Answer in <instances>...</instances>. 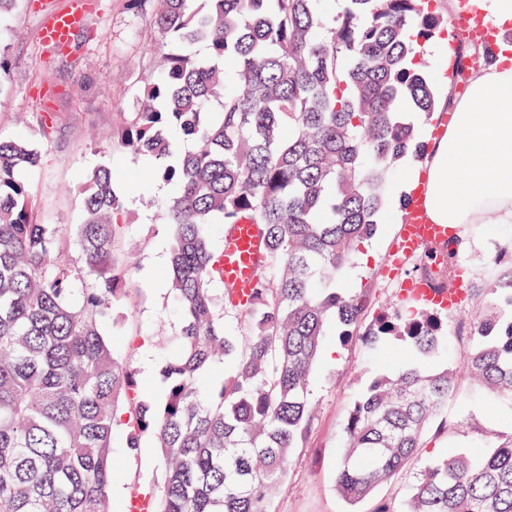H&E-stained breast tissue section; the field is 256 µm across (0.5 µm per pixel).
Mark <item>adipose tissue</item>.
<instances>
[{
  "instance_id": "ef3b65f1",
  "label": "adipose tissue",
  "mask_w": 512,
  "mask_h": 512,
  "mask_svg": "<svg viewBox=\"0 0 512 512\" xmlns=\"http://www.w3.org/2000/svg\"><path fill=\"white\" fill-rule=\"evenodd\" d=\"M425 162L422 193L433 223L512 224V44L476 70Z\"/></svg>"
}]
</instances>
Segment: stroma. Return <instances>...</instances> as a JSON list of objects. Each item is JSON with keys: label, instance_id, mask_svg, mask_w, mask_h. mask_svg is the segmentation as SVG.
<instances>
[{"label": "stroma", "instance_id": "obj_1", "mask_svg": "<svg viewBox=\"0 0 512 512\" xmlns=\"http://www.w3.org/2000/svg\"><path fill=\"white\" fill-rule=\"evenodd\" d=\"M68 2L17 0L0 14V137L24 135L41 152L39 167L26 179L33 216L43 224L80 223L82 183L97 166L110 165L124 207L112 260L128 270L126 286L133 304L112 343L133 369L138 392L158 403L166 393L162 363L180 346L178 312L168 288L172 228L156 206L173 188L154 182L142 156L111 150L110 144L128 103L156 70L163 49L150 14L134 9L131 0H92L87 23L75 33L71 49L62 53L45 47L39 39L42 24ZM152 185L159 191L151 195L147 189ZM405 216L402 210L385 213L382 232L356 255L355 275H342L336 282L365 295L368 318L401 306L400 278L386 276L383 266ZM462 234L471 248L458 255V262L470 268L473 279H490L497 269L498 245L512 240V224H480L464 228ZM487 301L481 295L449 313L442 349L429 358L394 338L375 348L358 342L343 346L336 340L335 325H327L310 377L314 424L271 499L272 512H379L384 504L401 499L419 461L409 463L398 481L357 504L338 494L336 466L352 403L374 375L402 364L430 370L462 365L473 342V318ZM443 418L446 428L424 434V452L463 448L479 454L512 431V402L475 389L462 373ZM112 460V484L120 489L121 501L156 492L163 483L164 466L152 439H144L132 452L123 431H115Z\"/></svg>", "mask_w": 512, "mask_h": 512}]
</instances>
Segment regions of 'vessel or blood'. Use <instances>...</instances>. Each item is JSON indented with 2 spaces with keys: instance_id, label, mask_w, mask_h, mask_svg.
I'll list each match as a JSON object with an SVG mask.
<instances>
[{
  "instance_id": "obj_1",
  "label": "vessel or blood",
  "mask_w": 512,
  "mask_h": 512,
  "mask_svg": "<svg viewBox=\"0 0 512 512\" xmlns=\"http://www.w3.org/2000/svg\"><path fill=\"white\" fill-rule=\"evenodd\" d=\"M87 14L84 0H71L68 7L55 11L43 23L40 39L43 44L66 51L72 45L75 32L83 25ZM458 233L456 227L433 223L423 205L420 189H413L407 215L399 227L388 262L401 268L405 255L422 250L426 245L443 243ZM265 254V241L258 225L242 220L224 234L221 278L233 291L236 303H247L259 265ZM465 281L455 277L449 289L432 287L427 280L413 278L405 281L404 294L415 302L432 308L452 307L463 296Z\"/></svg>"
}]
</instances>
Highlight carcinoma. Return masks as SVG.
Wrapping results in <instances>:
<instances>
[{
    "label": "carcinoma",
    "mask_w": 512,
    "mask_h": 512,
    "mask_svg": "<svg viewBox=\"0 0 512 512\" xmlns=\"http://www.w3.org/2000/svg\"><path fill=\"white\" fill-rule=\"evenodd\" d=\"M134 2L166 52L110 149L146 157L174 188L156 206L174 228L182 348L162 366L166 394L154 403L105 337L128 299L127 270L112 264L123 203L111 167L88 175L81 223L41 224L26 182L41 153L0 139V512H114L118 426L132 450L151 437L166 463L150 512H268L312 427L309 377L327 323L341 345L396 338L423 356L448 331L444 312L423 307L367 324L365 296L336 288L380 232L390 172L425 153L402 107L427 119L450 110L425 72L422 47L448 24L434 0H341L333 11L327 0ZM453 39L451 94L494 48L479 29ZM172 130L193 148L174 156ZM242 218L266 242L245 306L220 279L210 232ZM496 262L469 288L490 301L472 322L466 369L512 400V243ZM230 318L239 331H227ZM224 363V387L210 395L206 375ZM455 393L451 367L374 376L347 417L338 493L356 504L397 479ZM379 512H512V431L479 456L430 457L399 506Z\"/></svg>",
    "instance_id": "carcinoma-1"
}]
</instances>
